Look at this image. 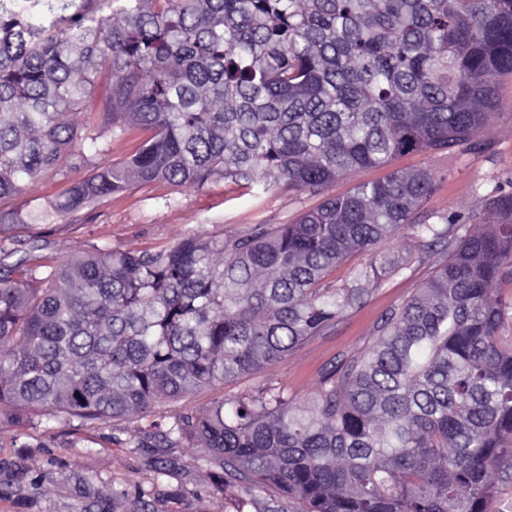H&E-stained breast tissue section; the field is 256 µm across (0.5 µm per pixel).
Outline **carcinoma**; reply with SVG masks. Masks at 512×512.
<instances>
[{"instance_id": "carcinoma-1", "label": "carcinoma", "mask_w": 512, "mask_h": 512, "mask_svg": "<svg viewBox=\"0 0 512 512\" xmlns=\"http://www.w3.org/2000/svg\"><path fill=\"white\" fill-rule=\"evenodd\" d=\"M101 1L112 14L91 5ZM0 0V200L146 135L126 161L0 212V421L107 425L288 359L401 264L432 277L389 310L371 347L297 403L265 387L145 432L240 492L236 512H496L512 479V192L465 216L418 215L428 170L387 173L292 224L194 233L55 264L42 236L133 183L323 190L397 155L479 150L512 76V0ZM107 106L93 108L98 78ZM88 112L85 133L70 115ZM367 255L351 286L326 282ZM81 484L91 506L117 492Z\"/></svg>"}]
</instances>
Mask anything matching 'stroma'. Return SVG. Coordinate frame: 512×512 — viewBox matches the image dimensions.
Listing matches in <instances>:
<instances>
[{
  "instance_id": "obj_1",
  "label": "stroma",
  "mask_w": 512,
  "mask_h": 512,
  "mask_svg": "<svg viewBox=\"0 0 512 512\" xmlns=\"http://www.w3.org/2000/svg\"><path fill=\"white\" fill-rule=\"evenodd\" d=\"M499 114L482 135L483 151L460 154L409 152L392 166L403 171L430 170L438 187L426 202L428 212L466 214L476 193L512 192V77L497 85ZM86 168L67 177L45 175L27 185L23 194L0 200L9 213L25 203L53 197L68 180L86 177ZM383 169L367 167L337 179L319 192L275 191L257 196L234 186L212 182L205 187L165 182L134 184L93 204L52 227L48 256L62 262L92 246L140 250L173 242L194 232L204 236L242 231L255 224H286L318 207L330 196L347 194L360 183L381 179ZM409 265L374 287L365 303L350 310L322 336L308 340L288 360L227 380L217 391L193 394L178 403L181 411L199 412L216 396L234 398L260 388H282L301 402L316 390L323 370L343 356L368 349L381 316L417 292L431 276L419 261L408 235L391 243ZM143 420L131 416L112 425L80 429L59 422L52 429L29 426L0 429V512H139L140 500L152 502L154 512H236L237 493L207 471L200 448H173L165 476H156L153 449L142 447ZM101 487L125 489L118 503L89 507L78 491L83 477Z\"/></svg>"
}]
</instances>
